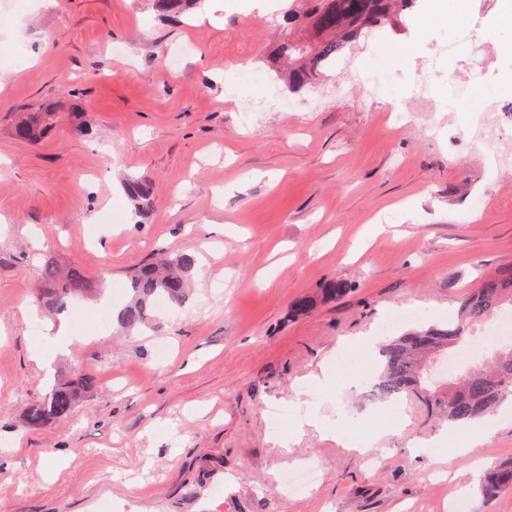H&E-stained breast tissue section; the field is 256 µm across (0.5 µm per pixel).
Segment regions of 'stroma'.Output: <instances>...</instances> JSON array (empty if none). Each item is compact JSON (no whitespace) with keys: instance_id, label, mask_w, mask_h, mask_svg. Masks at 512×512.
<instances>
[{"instance_id":"35a3bbf8","label":"stroma","mask_w":512,"mask_h":512,"mask_svg":"<svg viewBox=\"0 0 512 512\" xmlns=\"http://www.w3.org/2000/svg\"><path fill=\"white\" fill-rule=\"evenodd\" d=\"M473 7L421 0L405 30L382 29L360 58L377 91L318 107V90L289 92L260 62L281 29L253 0H214L186 27L152 0H29L22 12L0 0V51L12 54L0 69V512H97L104 501L118 512H439L451 496L465 512H512V492L487 501L478 490L484 465L512 460V406L493 414L478 457L453 460L448 426L415 398L403 397L396 434L343 414L379 366L359 337L395 309L404 331L420 314L447 321L479 278L512 267V170L461 138L473 113L454 112L436 136L384 121L417 111L407 89L419 60ZM499 16L483 20L482 79L466 52L447 56L437 100L457 86L483 95L495 79L512 93V30ZM400 51L405 68L388 67ZM229 73L253 96L229 94ZM49 106L54 130L17 141L22 113ZM131 176L154 187L148 214L126 196ZM159 249L196 258L184 312L155 332L85 335L46 374L31 356L61 322L36 302L46 257L105 277L103 295L78 302L93 318L127 301L129 271ZM334 279L352 291L290 317ZM77 372L98 385L70 418L23 428L50 377ZM314 375L323 383L309 399L297 384ZM279 403L310 406L319 427L299 432L290 419L272 437L267 409ZM341 422L365 431V451L336 442ZM432 438L441 447L412 454ZM219 463L223 496L188 497ZM311 465L320 481L285 495L280 473Z\"/></svg>"}]
</instances>
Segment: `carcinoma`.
Here are the masks:
<instances>
[{"label":"carcinoma","instance_id":"cac0c4a2","mask_svg":"<svg viewBox=\"0 0 512 512\" xmlns=\"http://www.w3.org/2000/svg\"><path fill=\"white\" fill-rule=\"evenodd\" d=\"M161 14H185L198 7L200 0H153ZM416 0H291L283 11L287 28L298 31L294 37L280 39L274 54L260 60L275 71L277 78L298 92L323 75L336 62L347 45L363 31L381 29L411 11ZM49 112H28L14 125L13 135L22 142L34 141L48 130ZM126 191L136 212L146 213L153 203V187L141 179H130ZM195 259L189 254L171 256L166 251L130 274L131 300L117 320V329L126 333L158 325L156 305L165 301L181 312L190 300V282ZM43 287L37 301L44 310L61 313L71 301L94 291V283L83 269L72 266L59 273L51 260L42 268ZM351 292L341 280L328 282L321 299L335 300ZM318 298L303 296L291 307V315L302 317L317 304ZM512 307V268L503 269L483 280L462 301L455 319L445 328L423 323L399 336L386 339L380 347L381 362L375 389L383 396L414 394L422 399L431 414L450 423H465L482 418L512 395V349L495 353L485 365L477 366L447 384L442 390L424 385L427 366L439 352L464 341L476 324L484 325L504 306ZM96 389V380L84 373L59 379L49 391L28 405L24 424L40 429L67 419L77 402ZM483 496L493 499L512 490V461L503 463L480 478Z\"/></svg>","mask_w":512,"mask_h":512}]
</instances>
